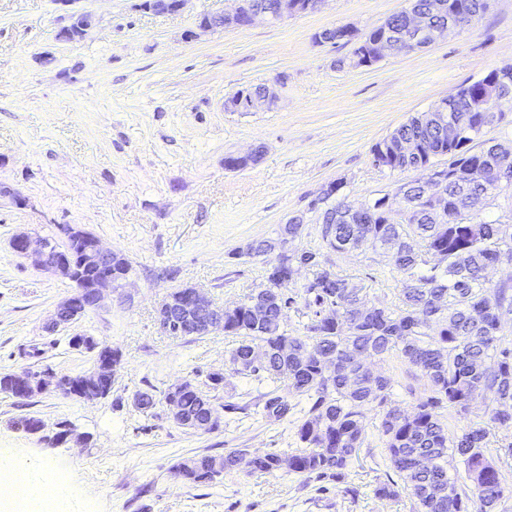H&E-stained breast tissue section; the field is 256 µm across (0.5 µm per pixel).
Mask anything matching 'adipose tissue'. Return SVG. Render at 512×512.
I'll return each instance as SVG.
<instances>
[{"label": "adipose tissue", "instance_id": "1", "mask_svg": "<svg viewBox=\"0 0 512 512\" xmlns=\"http://www.w3.org/2000/svg\"><path fill=\"white\" fill-rule=\"evenodd\" d=\"M0 472L18 473L23 477L21 490L0 483V512L17 503L27 504V512H84L82 499L74 496L67 483L52 482L49 466L26 464L0 451Z\"/></svg>", "mask_w": 512, "mask_h": 512}]
</instances>
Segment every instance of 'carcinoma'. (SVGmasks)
<instances>
[{
	"mask_svg": "<svg viewBox=\"0 0 512 512\" xmlns=\"http://www.w3.org/2000/svg\"><path fill=\"white\" fill-rule=\"evenodd\" d=\"M410 7L433 25L448 16L475 19L486 9L484 0H411ZM490 86L487 78L465 84L454 105L464 135L448 140V129L423 114L411 117L389 134L391 140L412 141L420 152L404 156L379 145L371 149L375 166L391 171L430 169L448 177V216L444 223L430 218L424 183L404 184L418 208H403L400 219L377 198L336 218L323 241L328 247L355 250L377 241L397 244L390 261L403 274L401 306L367 305L366 288L312 263L311 276L299 288L281 276L276 258L269 262L266 285L224 312V334L238 338L228 363L234 373L256 385V395L239 403L227 400L217 409L213 396L185 378L163 392V399L179 396L186 418L215 416L207 428L224 424V413L254 412L282 421L293 415L297 398L305 402L297 426L299 447L290 453L254 454L230 448L223 454H202L178 460L173 475L193 485H211L226 474L284 471L308 481H339L364 444L368 413L376 412L383 454L394 475L377 483L374 494L394 500L407 494L419 512H448V489L460 502L459 512H496L512 492L499 463L512 459V344L501 335L503 319L512 316V280L487 279L488 268L512 262V224L477 222L475 218L495 194L512 187V154L496 152L483 140L494 122L477 111V100ZM449 157L439 167L435 158ZM441 257L423 271L422 250ZM280 291V300L266 306L265 320L254 321L252 306ZM307 319L306 335L288 334L283 309ZM69 345L95 354L96 359L120 363L112 347L90 337L73 336ZM254 348L268 351L267 363L247 361ZM395 354L427 381L425 393L409 410L392 403L391 380L360 357L381 361ZM18 377L0 373V393L21 401ZM490 395L488 420L448 435V411L463 419L471 413L475 396ZM503 438L491 444L497 431ZM458 462L464 479L448 475V459ZM221 464L222 470L214 468Z\"/></svg>",
	"mask_w": 512,
	"mask_h": 512,
	"instance_id": "cac0c4a2",
	"label": "carcinoma"
}]
</instances>
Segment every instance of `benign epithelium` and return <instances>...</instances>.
Here are the masks:
<instances>
[{
	"instance_id": "7a95c632",
	"label": "benign epithelium",
	"mask_w": 512,
	"mask_h": 512,
	"mask_svg": "<svg viewBox=\"0 0 512 512\" xmlns=\"http://www.w3.org/2000/svg\"><path fill=\"white\" fill-rule=\"evenodd\" d=\"M186 0H152L150 9L158 13L174 14L180 12ZM324 0H278L274 11H264L255 7L249 0H239V5L231 13H216L200 21L203 29L242 27L251 24L257 18L275 23L296 14L317 10ZM463 23L450 20L441 26L430 25L426 18L418 12L409 13V21L405 43L400 44L393 38L377 36L371 46L378 60L404 50L412 52L422 49L449 30H458ZM456 95L452 94L436 103L431 111L438 115L439 123L448 126V137L456 135V128L449 123L448 112ZM276 96L270 88H263L259 96L234 93L226 102L232 112H252L271 108ZM512 104V95L499 89L486 96L482 103V111L493 114L502 111V105ZM428 195L434 199L444 197L448 179L443 175L426 174L423 178ZM303 223L300 216L290 218L282 225L279 237L268 243V249L277 252L280 259L286 261L294 253L291 244L298 225ZM86 239L87 245L81 263H76L70 252L63 248L52 247L44 238L32 237L28 234H17L10 242L12 250L19 256L32 259L36 265L70 280L74 284V292L62 300L56 307L51 321L45 329L53 333L60 327L77 320L80 311L76 307L95 309L100 306L104 292L112 289V279L124 276L117 268L116 252L103 246L92 233L78 226L68 228V237ZM157 324L162 334L207 336L224 328V310L216 308L197 288L187 287L181 290L178 297L170 295L162 301L157 310Z\"/></svg>"
}]
</instances>
